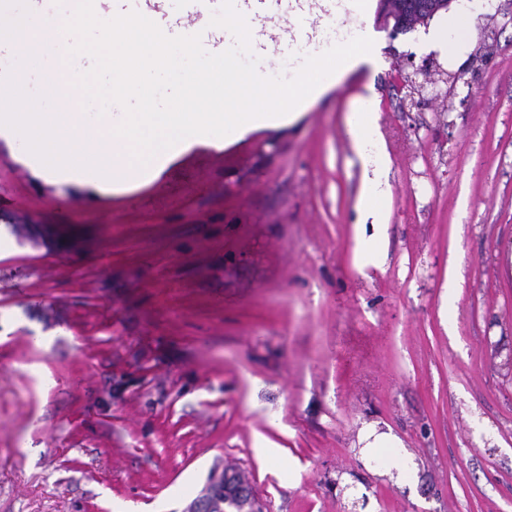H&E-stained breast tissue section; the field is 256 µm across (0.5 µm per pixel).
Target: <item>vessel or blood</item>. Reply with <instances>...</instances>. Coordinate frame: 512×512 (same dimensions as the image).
<instances>
[{
    "label": "vessel or blood",
    "instance_id": "b4317fda",
    "mask_svg": "<svg viewBox=\"0 0 512 512\" xmlns=\"http://www.w3.org/2000/svg\"><path fill=\"white\" fill-rule=\"evenodd\" d=\"M180 12L165 10L160 0H112L113 14L138 11L155 22L169 36H180L189 32L202 36V45L208 52L220 53L227 45L218 28L212 27L210 19L218 10L221 0H181ZM305 0H234L235 8L250 20L252 50L262 55L272 43L278 42L277 34L270 25L275 20L288 16H299L304 11Z\"/></svg>",
    "mask_w": 512,
    "mask_h": 512
}]
</instances>
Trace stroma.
Returning a JSON list of instances; mask_svg holds the SVG:
<instances>
[{"instance_id": "stroma-1", "label": "stroma", "mask_w": 512, "mask_h": 512, "mask_svg": "<svg viewBox=\"0 0 512 512\" xmlns=\"http://www.w3.org/2000/svg\"><path fill=\"white\" fill-rule=\"evenodd\" d=\"M468 7L449 54L377 8L312 12L304 29L382 66L133 191L41 177L0 140V512H186L216 466L265 512H512V0ZM410 60L430 67L406 111ZM367 94L381 271L353 237ZM371 425L399 437L408 480L390 449L363 452ZM376 128L373 112L355 113L352 120V132L355 147L360 156H366V141L369 135L374 134Z\"/></svg>"}]
</instances>
